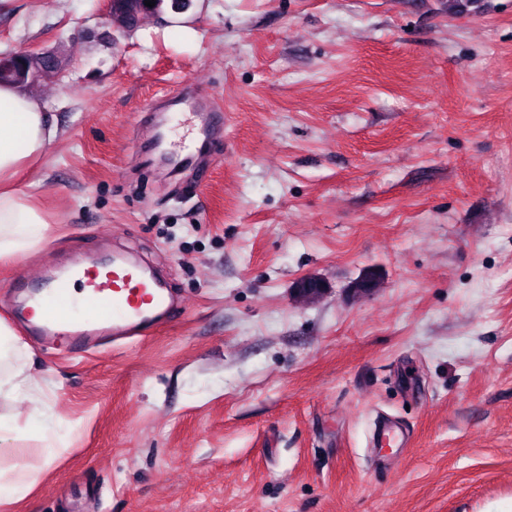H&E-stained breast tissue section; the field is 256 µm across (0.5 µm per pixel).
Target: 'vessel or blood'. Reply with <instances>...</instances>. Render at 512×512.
Segmentation results:
<instances>
[{"instance_id": "b4317fda", "label": "vessel or blood", "mask_w": 512, "mask_h": 512, "mask_svg": "<svg viewBox=\"0 0 512 512\" xmlns=\"http://www.w3.org/2000/svg\"><path fill=\"white\" fill-rule=\"evenodd\" d=\"M79 286L88 307L100 310L102 320L111 324L113 342L147 337L149 332L167 324L177 304L145 269L117 255L111 263L89 257L74 262L66 275L57 277L42 295L46 312L31 323L33 336H56L57 308L69 296L71 286ZM67 334L74 353H88L98 332L72 325Z\"/></svg>"}]
</instances>
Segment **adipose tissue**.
Segmentation results:
<instances>
[{
    "label": "adipose tissue",
    "mask_w": 512,
    "mask_h": 512,
    "mask_svg": "<svg viewBox=\"0 0 512 512\" xmlns=\"http://www.w3.org/2000/svg\"><path fill=\"white\" fill-rule=\"evenodd\" d=\"M59 129L43 105L19 88L0 84V259L19 258L45 240L44 212L16 186L19 175L39 160L58 138ZM24 398L32 410L26 418L0 414V442L33 437L38 464L0 467V506L26 500L42 481L47 467L57 459V446L71 438L63 430L45 398L42 381L19 364L0 376V397Z\"/></svg>",
    "instance_id": "ef3b65f1"
}]
</instances>
